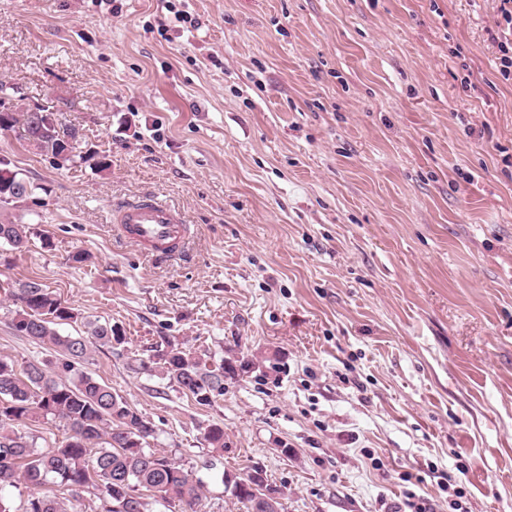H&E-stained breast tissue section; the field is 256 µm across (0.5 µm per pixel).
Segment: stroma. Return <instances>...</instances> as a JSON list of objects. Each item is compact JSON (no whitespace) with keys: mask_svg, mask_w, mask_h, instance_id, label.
Masks as SVG:
<instances>
[{"mask_svg":"<svg viewBox=\"0 0 512 512\" xmlns=\"http://www.w3.org/2000/svg\"><path fill=\"white\" fill-rule=\"evenodd\" d=\"M499 0H0V82L107 156L35 186L5 287L35 279L125 344L79 365L193 471L258 468L285 512H512V83ZM150 194L190 228L158 259L112 233ZM84 262H75L76 253ZM242 362L201 406L134 371L165 338ZM224 429V450L204 434ZM500 11L505 22L502 34L497 37L498 57L496 68L498 74L505 81H512V1L499 0Z\"/></svg>","mask_w":512,"mask_h":512,"instance_id":"obj_1","label":"stroma"}]
</instances>
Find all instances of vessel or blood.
<instances>
[{"label":"vessel or blood","instance_id":"vessel-or-blood-1","mask_svg":"<svg viewBox=\"0 0 512 512\" xmlns=\"http://www.w3.org/2000/svg\"><path fill=\"white\" fill-rule=\"evenodd\" d=\"M112 222L121 237L145 253L173 258L184 250L187 226L182 214L156 198L115 207Z\"/></svg>","mask_w":512,"mask_h":512}]
</instances>
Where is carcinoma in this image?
I'll list each match as a JSON object with an SVG mask.
<instances>
[{"label":"carcinoma","mask_w":512,"mask_h":512,"mask_svg":"<svg viewBox=\"0 0 512 512\" xmlns=\"http://www.w3.org/2000/svg\"><path fill=\"white\" fill-rule=\"evenodd\" d=\"M0 132L20 125L26 139L63 167L77 161L102 171L110 167L107 156L73 153L70 142H79L80 129L56 118L47 107L18 109L5 98L18 88L0 83ZM34 185L0 160V241L14 248L28 242L26 226L9 217V207L30 196ZM14 306L10 325L29 340L56 353L54 366L37 361L15 363L0 357V489L26 484L56 486L52 494H31L22 512H67L66 502L84 494L102 495L103 512H150L154 502L164 512H198L207 482L175 461L165 451L147 447L154 434L151 423L112 388L77 371L76 364L92 348L122 344L125 337L110 324L84 323L85 335L64 336L57 326L75 322L79 313L67 306L37 280H28L9 291ZM138 368L160 369L184 394L207 406L224 392V377L236 373L233 361L210 355L204 359L182 343L167 339ZM43 418L68 431L65 444L42 451L23 431L26 421ZM224 489L242 504L245 512H268L264 492L274 494V512H284L279 491L266 479L256 482L251 473L221 474Z\"/></svg>","instance_id":"cac0c4a2"}]
</instances>
